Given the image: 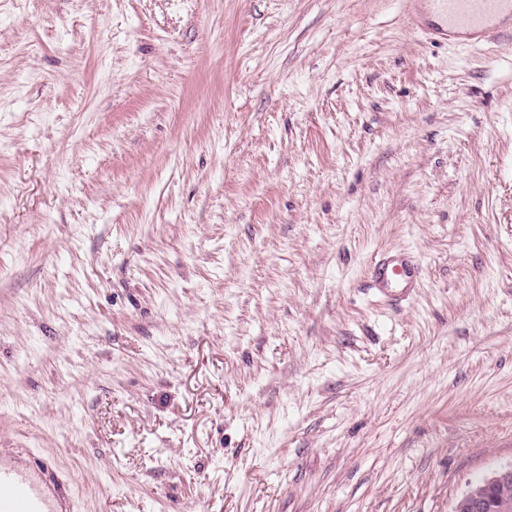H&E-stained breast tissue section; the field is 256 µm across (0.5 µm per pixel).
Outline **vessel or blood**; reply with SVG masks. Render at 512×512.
Instances as JSON below:
<instances>
[{
  "instance_id": "1",
  "label": "vessel or blood",
  "mask_w": 512,
  "mask_h": 512,
  "mask_svg": "<svg viewBox=\"0 0 512 512\" xmlns=\"http://www.w3.org/2000/svg\"><path fill=\"white\" fill-rule=\"evenodd\" d=\"M423 25L443 37L461 28L462 38L480 40L490 28L512 21V0H421ZM419 286V270L403 252L388 251L375 262L368 289L385 302L408 298ZM64 486L49 459L0 457V512H63Z\"/></svg>"
}]
</instances>
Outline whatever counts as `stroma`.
Listing matches in <instances>:
<instances>
[{"label": "stroma", "mask_w": 512, "mask_h": 512, "mask_svg": "<svg viewBox=\"0 0 512 512\" xmlns=\"http://www.w3.org/2000/svg\"><path fill=\"white\" fill-rule=\"evenodd\" d=\"M417 259L401 306L366 289ZM77 512H452L512 466V38L407 0H0V454ZM418 287L419 270L410 256L387 251L375 261L367 289L384 302H397Z\"/></svg>", "instance_id": "1"}]
</instances>
